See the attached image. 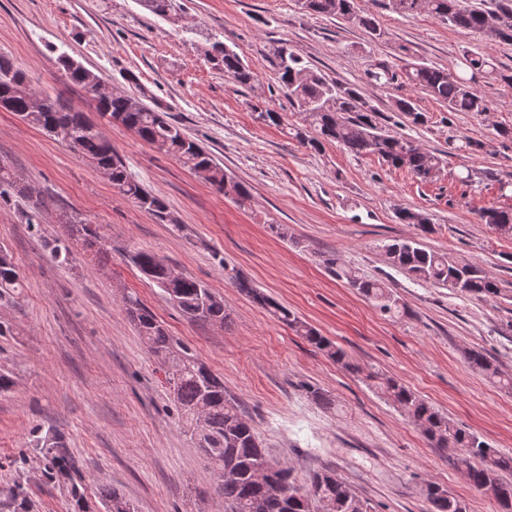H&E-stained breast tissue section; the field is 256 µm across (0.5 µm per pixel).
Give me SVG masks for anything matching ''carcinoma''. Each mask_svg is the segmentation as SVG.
Returning <instances> with one entry per match:
<instances>
[{
    "mask_svg": "<svg viewBox=\"0 0 512 512\" xmlns=\"http://www.w3.org/2000/svg\"><path fill=\"white\" fill-rule=\"evenodd\" d=\"M151 13L172 19L175 0H139ZM382 0L384 8L402 15L425 11L444 24L464 31L494 30V40L512 44V0ZM301 8L315 15L333 16L362 28L372 39L383 31L375 18L358 7L357 0H303ZM209 58L213 66L224 71L240 87L253 89L258 75L244 64L239 55L224 43H212ZM279 85L291 106L306 115L308 127H294L288 134L306 149L318 152L326 143L336 142L355 156L375 155L395 168L408 170L422 182L431 180L430 173L440 169L442 159L403 135H391L379 126V108L354 85L328 80L303 58L284 44L275 49ZM59 64L70 80L82 86L97 103L99 113L108 120L123 125L141 140L164 149L176 157L188 170L203 172L207 182L220 194L231 197L244 207L251 200L249 190L232 180L212 156L196 142L186 138L168 113L152 109L125 93L100 94L99 76L66 55ZM369 80L380 88L409 84L445 105L450 112H488L485 96L471 84L475 78H500L512 82V76L497 73L493 57L483 51H467L457 68L430 66L403 57L397 69L375 63L367 69ZM0 100L10 104V111L39 127L49 136L107 173L112 187L139 209L161 223L171 222L166 202L149 193L134 179L100 128L83 112L73 111L60 99L34 90L27 75L5 53H0ZM258 119L270 125L283 124V115L266 105H255ZM391 110L399 112L417 124L422 121L411 97L392 101ZM17 177L9 166L0 163V205H8L16 195ZM481 224L492 230L512 235V210L484 207L475 212ZM403 224L418 226L426 232L430 219L421 212L401 208L397 212ZM70 235L89 247L104 253L97 234L86 224L70 225ZM390 264L415 278L451 288L461 294L489 299L497 295L499 285L481 267L459 262L445 254L429 251L414 239L395 240L385 245ZM132 263L152 281L186 318L192 321L222 324L224 299L203 283L186 277H173L169 265L162 264L151 251L137 250ZM326 266L340 279L371 300L385 314H408L405 304L382 282L359 277L352 269L338 265L337 259H325ZM224 277L233 287L253 299L278 323L302 337L309 345L325 353L346 369L352 368L345 351L301 320L286 306L265 295L233 268H224ZM23 288L20 271L8 252L0 249V302L10 301ZM129 319L136 325L151 352L166 366V381L173 388L187 432L213 472L222 477L217 491L224 495L227 512H317L320 502L331 505L330 512H375L372 504L357 495L330 470L315 473L308 486L302 487L291 479L288 466L279 464L278 483L288 490V497L278 489L255 477V471L267 454L254 429L239 409L236 400L224 391V381L200 362L189 349L167 334L164 326L135 296L125 298ZM468 364L495 378L507 390H512V377H503L483 353L465 351ZM367 379L386 395L406 416L418 424L426 439L435 448L457 452L453 463L461 467L469 483L479 491L492 492L498 512H512V455L491 447L486 441L462 426L452 424L434 406L393 377L370 373ZM35 447L42 457L44 475L52 483L58 478L71 482L74 512H85L83 493L77 479L79 468L66 448L62 434L49 430L36 439ZM424 494L429 512H467L466 504L450 495L439 485L429 482ZM107 512H129L132 504L119 492L107 487L100 492Z\"/></svg>",
    "mask_w": 512,
    "mask_h": 512,
    "instance_id": "cac0c4a2",
    "label": "carcinoma"
}]
</instances>
